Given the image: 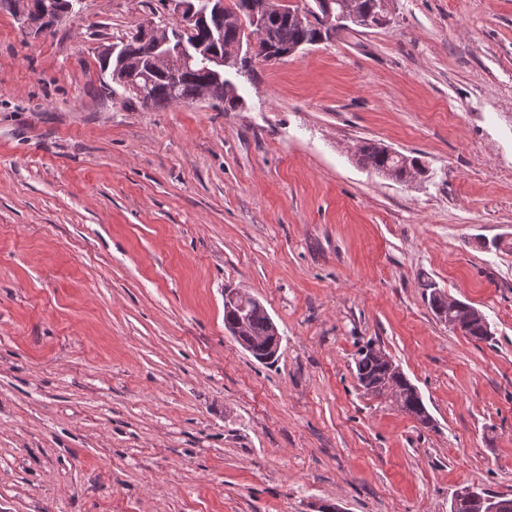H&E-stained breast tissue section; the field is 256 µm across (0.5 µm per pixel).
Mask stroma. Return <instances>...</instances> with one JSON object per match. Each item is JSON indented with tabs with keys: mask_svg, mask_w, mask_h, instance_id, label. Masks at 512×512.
Instances as JSON below:
<instances>
[{
	"mask_svg": "<svg viewBox=\"0 0 512 512\" xmlns=\"http://www.w3.org/2000/svg\"><path fill=\"white\" fill-rule=\"evenodd\" d=\"M391 23L252 75L242 107L100 94L101 45L168 0L0 7V512H448L512 495V0H391ZM374 140L419 158L398 183ZM492 341L430 310L425 282ZM281 336L255 361L224 292ZM374 342L434 419L360 389ZM77 0H39L22 1L16 8V17L20 21L25 35L46 36L59 23L75 15ZM379 142H365L361 146L358 156L355 154L356 161L364 167L371 168L377 173L385 171L391 180L403 181L407 179V168L400 164V161L390 158L389 154L382 150ZM470 485H465L463 487H459L456 489V492H459L458 501H457V509L455 511V502L451 500L449 512H484L483 506L480 500L477 498H482L484 502V510L485 512H512V498L503 496V495H485L483 492L479 491L477 488H469ZM474 497H471L467 492Z\"/></svg>",
	"mask_w": 512,
	"mask_h": 512,
	"instance_id": "35a3bbf8",
	"label": "stroma"
}]
</instances>
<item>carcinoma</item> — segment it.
Returning a JSON list of instances; mask_svg holds the SVG:
<instances>
[{"label":"carcinoma","mask_w":512,"mask_h":512,"mask_svg":"<svg viewBox=\"0 0 512 512\" xmlns=\"http://www.w3.org/2000/svg\"><path fill=\"white\" fill-rule=\"evenodd\" d=\"M351 31L348 26H339L332 30L322 27L320 19L315 22L300 26L286 18L271 20L269 33L270 46L289 51L300 50L305 46H313L324 40L338 38L343 33ZM197 38L205 43L207 47L214 48L220 52L236 44H246L252 50L254 58L261 57L267 46L259 42L258 47L251 43L244 42L248 38L244 28L240 26H224V36L210 40L207 30L201 29ZM115 48L114 57L100 59L101 70L104 72L116 70L119 67H126L132 73L146 75L151 79V89L145 98L139 97L138 93L130 88L122 90L112 89V95L120 96L123 104L151 110H161L169 107L174 102H193L198 94L205 87L207 76L201 70L194 68L183 72L177 82L173 83L163 73L156 72L150 67V54L147 46L143 43V31L137 30L129 34L125 39L113 44ZM356 161L378 173L388 174V178L395 181L407 179V168L400 164V161L389 157V154L382 150L376 142H366ZM424 287L430 290L428 304L436 316L442 320L448 318V300L445 294L437 289L432 282H427ZM245 328L242 339L245 344L256 350V355L271 360V355L279 352L280 341L273 335V329L265 307L252 303L244 320ZM460 330L463 334L478 340L487 341L490 336L486 333L483 321L474 317L460 321ZM376 344L366 343L359 348L355 354L356 378L364 390V393L372 396H385L389 393H400L404 395L403 410L411 414L425 428L431 427L432 418L420 395L415 394L409 387V381L403 372L397 368L389 367L377 355L373 353ZM459 492L456 512H483L480 500L471 497L466 492V487L457 489Z\"/></svg>","instance_id":"cac0c4a2"}]
</instances>
